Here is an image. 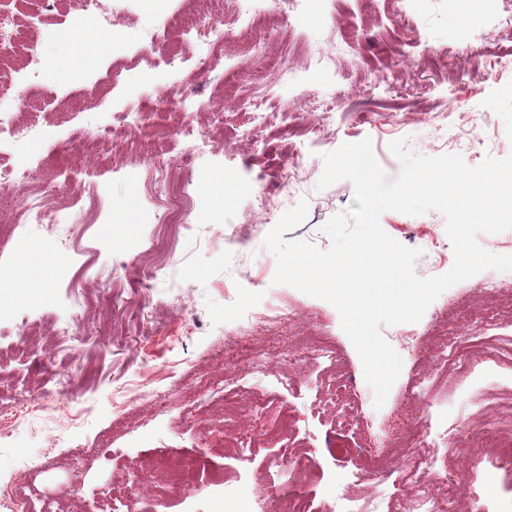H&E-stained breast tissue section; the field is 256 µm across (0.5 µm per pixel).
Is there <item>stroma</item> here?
I'll list each match as a JSON object with an SVG mask.
<instances>
[{
	"mask_svg": "<svg viewBox=\"0 0 512 512\" xmlns=\"http://www.w3.org/2000/svg\"><path fill=\"white\" fill-rule=\"evenodd\" d=\"M119 19L114 48L102 50L69 76L49 69L52 58L72 56L105 33V26H78L77 0H0L18 40L0 66L12 75L0 84L7 95L0 110L22 111L37 124L35 141L0 140V157L28 168L34 181L53 187L50 221L20 226L0 240V484L25 491L29 512L60 501L75 512L101 506L119 481L143 487L130 512H278L275 499L225 501L209 473L236 480L239 489L287 482L289 467L277 443L237 456L201 419L221 417L225 405L248 406L264 391L287 402L316 462L318 479L308 488L315 505H332L336 483L358 477L362 500H382L386 483L374 480L356 456L338 458L332 414H312L325 399V360L301 369L287 362L253 371L257 348L315 336L342 356L338 377L351 378L354 414L360 422L348 436L366 448L379 431H405L419 411L411 399L413 376L432 367L404 339V325L383 336L403 361L382 408L366 383L359 355L326 301L273 282L276 259L264 241L279 218L307 203L304 222L289 240L320 250L331 246L324 225L352 203L354 186L341 180L317 184L324 156L345 143L371 139L388 176L401 164L390 144L406 139L416 155H462L471 166L486 156L512 153V15L500 0H263L264 23L244 28L242 0H110ZM224 24V51L214 54L195 40V29L212 16ZM76 30L69 42L60 33ZM184 45L182 60L169 62L168 44ZM152 49L154 65L139 63ZM323 59L333 76L312 80L308 70ZM37 79H30L32 70ZM171 96L169 111L152 114L151 133L119 140L109 153L75 145L74 128L88 136L111 128L120 112ZM191 97L198 109L185 113ZM268 120L253 126L252 109ZM479 113L470 124V113ZM250 139H242L243 129ZM315 131L306 165L292 167L287 145L299 131ZM160 155L185 190L182 230L165 224L164 201L149 202L146 172ZM97 165L100 187L81 200L70 195L69 171ZM224 176L222 209L208 176ZM269 188L268 207L259 189ZM124 223H117V216ZM383 230L420 249L418 275L447 272L433 241H446L445 219L436 212L411 216L385 212ZM40 245L49 256L66 252L71 263L52 266L47 282L31 281L46 299L39 304L14 296L24 274L21 247ZM157 275L137 279L138 270ZM496 279L512 291V271L486 270L444 291L413 329L419 339L444 330L478 332L487 308L480 284ZM87 298L84 311L74 294ZM269 305L292 308V324L260 327L249 312ZM72 324L59 336L54 326ZM68 395H60V387ZM512 386V372L489 368L479 379L457 385L434 401L436 412L466 425L477 420L486 394ZM176 459L195 464L189 497L157 490L142 477V460ZM483 495L471 512L512 484V471L485 458H448Z\"/></svg>",
	"mask_w": 512,
	"mask_h": 512,
	"instance_id": "1",
	"label": "stroma"
}]
</instances>
